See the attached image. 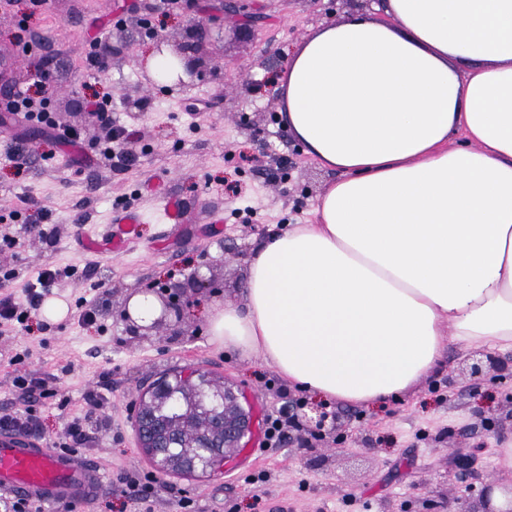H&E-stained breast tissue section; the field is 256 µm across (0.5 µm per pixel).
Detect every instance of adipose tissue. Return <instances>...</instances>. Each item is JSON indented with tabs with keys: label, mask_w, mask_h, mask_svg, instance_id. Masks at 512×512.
I'll return each mask as SVG.
<instances>
[{
	"label": "adipose tissue",
	"mask_w": 512,
	"mask_h": 512,
	"mask_svg": "<svg viewBox=\"0 0 512 512\" xmlns=\"http://www.w3.org/2000/svg\"><path fill=\"white\" fill-rule=\"evenodd\" d=\"M280 118L334 171L316 221L259 244L209 341L351 404L442 357L512 348V0H381L319 27Z\"/></svg>",
	"instance_id": "adipose-tissue-1"
}]
</instances>
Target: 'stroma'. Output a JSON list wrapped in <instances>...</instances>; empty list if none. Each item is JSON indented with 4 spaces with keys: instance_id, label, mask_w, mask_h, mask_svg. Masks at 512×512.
<instances>
[{
    "instance_id": "obj_1",
    "label": "stroma",
    "mask_w": 512,
    "mask_h": 512,
    "mask_svg": "<svg viewBox=\"0 0 512 512\" xmlns=\"http://www.w3.org/2000/svg\"><path fill=\"white\" fill-rule=\"evenodd\" d=\"M266 22L247 32L233 24L217 29L192 10L153 17L144 35L131 0H0V52L14 57L21 88L37 80V47L53 58L46 90L58 127L77 129L82 147L32 135L20 122L0 124V233L19 239L18 250L0 243V269L14 279L0 292L24 299L41 268H71L56 295L68 303L92 299L97 326L36 317L30 333L0 334V411H23L14 375L48 377L56 396L35 409L42 436L64 433L65 412L78 411L87 391L107 401L89 424V443L106 485L91 506L75 512H140L120 481L140 473L153 481L152 512H448L469 500L484 512L490 481L512 484L501 451L512 446V349L493 350L501 364L481 382L465 371L469 349L446 339L439 368L403 398L374 407L301 393L262 358H244L210 344L207 313L242 302L247 259L259 241L314 217L317 199L335 174L308 155L282 126L275 80L308 31L347 17L345 0H261ZM130 44L149 56L156 41L167 51L184 48L192 69L184 85L148 87L140 67L113 59L106 71L84 67L91 41ZM31 42L25 55L18 47ZM95 95L110 102L116 124L139 130L121 143L132 162L106 169L88 165L103 137L88 125L82 105ZM24 137L28 154L2 150ZM183 205L181 223L162 217L166 196ZM26 209V223L7 219ZM139 218L137 236L121 252L108 249L107 229L125 213ZM97 248H88L87 235ZM224 260L217 287L188 288L180 297V324L152 336L131 335L123 319L126 299L151 282L187 281L194 271ZM204 366L246 393L259 417L286 397H304L328 415L317 439L289 432L277 448L260 450L262 431L238 449L221 473L177 476L157 470L133 430L140 394L156 375L174 366ZM471 455L457 469L454 453Z\"/></svg>"
}]
</instances>
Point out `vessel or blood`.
Listing matches in <instances>:
<instances>
[{"instance_id": "b4317fda", "label": "vessel or blood", "mask_w": 512, "mask_h": 512, "mask_svg": "<svg viewBox=\"0 0 512 512\" xmlns=\"http://www.w3.org/2000/svg\"><path fill=\"white\" fill-rule=\"evenodd\" d=\"M99 461L48 446L12 429H0V494L53 505L90 501L104 486Z\"/></svg>"}]
</instances>
